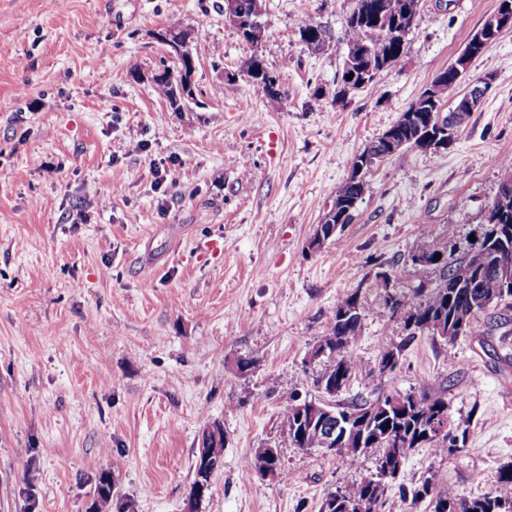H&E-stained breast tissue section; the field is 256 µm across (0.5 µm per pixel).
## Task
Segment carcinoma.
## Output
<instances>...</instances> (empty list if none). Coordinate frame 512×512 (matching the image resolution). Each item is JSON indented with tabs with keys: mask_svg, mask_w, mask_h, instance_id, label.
Here are the masks:
<instances>
[{
	"mask_svg": "<svg viewBox=\"0 0 512 512\" xmlns=\"http://www.w3.org/2000/svg\"><path fill=\"white\" fill-rule=\"evenodd\" d=\"M424 5V0H354V6L346 20L344 40L348 46L347 55L354 56L359 50L364 51L363 63L381 72L400 62L398 56L391 53L394 36H407L414 26L415 19ZM301 39L314 49L321 48L326 42V31L313 22L299 28ZM253 65L259 73L253 75V89L268 98L276 97V90L267 84L268 73L261 60ZM187 78L185 64L178 63L177 68L166 69L155 78L160 93L166 98L174 112L182 111L185 99L175 98V89ZM462 80L451 79L443 83L437 91L436 104L441 107L445 102L457 104L461 94ZM364 190V184L350 177L336 188L334 201L353 209ZM479 247L497 249L508 246L512 253V206L507 214H494V221L485 222ZM417 255H427L440 259L448 257V242L422 238L409 252V260ZM471 256L463 257L441 265L443 282L429 292L419 289L414 294H398L392 303L385 304L390 317L404 315V330L410 336L430 331L429 321L440 318L458 322L465 320L459 331H453L443 337L450 346L462 336H478L481 333L478 315L485 312L482 306L472 307L478 298L494 297L492 305L512 299V288L503 289L498 282L486 273H479L471 268ZM471 282L472 287L453 290L448 287V276ZM361 324L358 292L341 296L329 321L326 344L329 354L323 357L320 379L324 382L336 381V391L347 387L356 367V359L351 348V340ZM402 347L390 345L380 353L378 374L385 373L389 365H397ZM328 409L340 418L350 415L362 427L348 430L347 447L344 455L352 459L368 454L376 455V472L358 481L348 483L329 493L336 498V508L331 512H377L386 489V484L395 478L387 474L385 466L400 456L407 458L415 448H430L437 454L448 452V437L461 436L464 445L470 429L469 420L455 421L448 419V429L443 435L431 430L432 423L442 414L449 413L448 398L444 392L422 391L394 392L383 400L362 401L349 406H328ZM98 512H135V503L130 498L114 497L112 482L98 483L96 487ZM416 502L429 501L433 512H453L457 504L464 505L463 512H512V464H505L498 470L497 486L491 493L476 497L460 495L447 484H438L429 479L424 480L414 492Z\"/></svg>",
	"mask_w": 512,
	"mask_h": 512,
	"instance_id": "1",
	"label": "carcinoma"
}]
</instances>
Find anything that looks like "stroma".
<instances>
[{"mask_svg": "<svg viewBox=\"0 0 512 512\" xmlns=\"http://www.w3.org/2000/svg\"><path fill=\"white\" fill-rule=\"evenodd\" d=\"M353 0H264L265 37L244 42L224 0H0V512H97L108 472L137 512H182L205 424L224 464L199 512H320L373 458L288 441L292 397L315 402L310 360L337 299L358 292L357 366L334 403L444 390L470 419L453 454L410 452L379 512H432L400 496L426 478L464 496L512 463V307L507 324L447 345L408 337L391 289L437 287L408 259L422 238L473 251L512 144V28L474 58L488 80L445 149L406 147L377 164L339 240L312 247L351 162L453 63L498 0H426L400 65L334 101ZM313 21L320 50L300 38ZM187 29L194 98L171 111L154 81ZM278 77L256 94L252 54ZM142 150H134L135 142ZM445 239V238H444ZM402 351L382 373V348ZM253 367L239 372V359ZM278 477L253 475L256 449Z\"/></svg>", "mask_w": 512, "mask_h": 512, "instance_id": "obj_1", "label": "stroma"}]
</instances>
